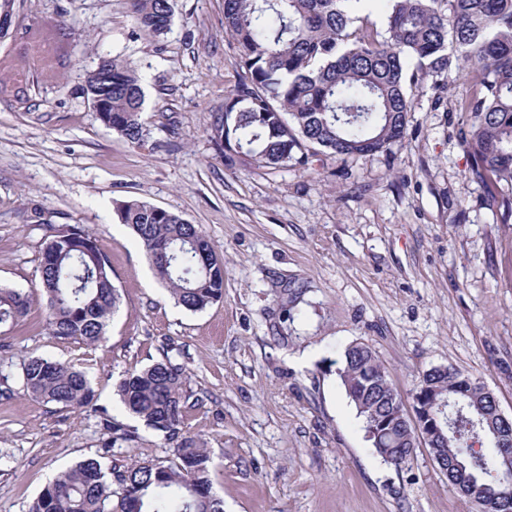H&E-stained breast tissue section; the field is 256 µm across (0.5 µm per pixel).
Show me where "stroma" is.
<instances>
[{
    "mask_svg": "<svg viewBox=\"0 0 512 512\" xmlns=\"http://www.w3.org/2000/svg\"><path fill=\"white\" fill-rule=\"evenodd\" d=\"M163 35L132 0H22L0 40V286L32 297L0 335L12 396H0V512H27L63 468L170 458L173 442L127 413L129 372L182 364L197 405L185 429L213 463L224 512H474L427 448L398 469L371 448L336 375L369 345L402 395L427 370L477 379L512 417V223L457 139L468 82L414 87L406 138L386 151L304 167H229L208 129L241 70L222 0H174ZM28 83L12 65L22 42ZM143 77L147 136L106 128L82 92L101 56ZM136 199L199 225L224 260V296L192 312L170 298L117 203ZM94 234L120 309L105 342L50 336L38 290L45 222ZM47 356L87 371L94 406L23 395L19 364ZM134 433L113 442L99 411Z\"/></svg>",
    "mask_w": 512,
    "mask_h": 512,
    "instance_id": "stroma-1",
    "label": "stroma"
}]
</instances>
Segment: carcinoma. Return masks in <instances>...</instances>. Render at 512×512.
<instances>
[{"instance_id":"cac0c4a2","label":"carcinoma","mask_w":512,"mask_h":512,"mask_svg":"<svg viewBox=\"0 0 512 512\" xmlns=\"http://www.w3.org/2000/svg\"><path fill=\"white\" fill-rule=\"evenodd\" d=\"M363 0H224V33L243 74L214 116L210 140L232 167L242 156L261 167L302 163L314 147L366 157L407 135L412 87L424 79L445 88L450 55L469 67L470 96L459 143L489 197L512 218V0H390L385 33L360 24ZM138 24L161 35L171 26L173 0H133ZM417 69L409 71V61ZM83 93L102 108L99 121L132 143L147 135L140 73L115 56L85 77ZM149 254L174 301L201 311L224 296V263L202 229L180 215L138 200L116 207ZM39 285L47 325L59 339L96 345L106 339L120 296L97 239L71 224H49ZM28 294L0 288V329L27 315ZM337 376L363 421L376 454L407 465L422 437L429 453L448 461V483L475 512H512V468L500 449L512 448V422L493 419L495 398L453 368H433L410 391L414 415L382 362L365 343L341 354ZM185 368L165 357L117 384L123 408L176 442L173 457L104 468L87 459L60 472L28 512H224L211 491V456L183 432L192 405ZM23 394L64 409L92 404L86 373L47 357L21 363ZM112 443L130 431L109 417ZM489 443L484 451L475 444Z\"/></svg>"}]
</instances>
